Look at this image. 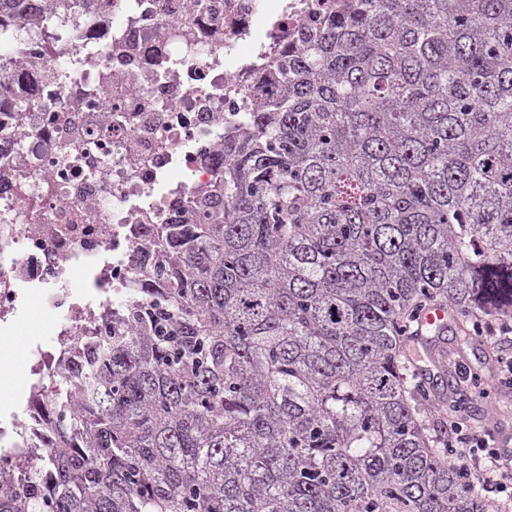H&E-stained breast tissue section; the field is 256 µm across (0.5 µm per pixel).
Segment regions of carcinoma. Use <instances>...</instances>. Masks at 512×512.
<instances>
[{"instance_id":"carcinoma-1","label":"carcinoma","mask_w":512,"mask_h":512,"mask_svg":"<svg viewBox=\"0 0 512 512\" xmlns=\"http://www.w3.org/2000/svg\"><path fill=\"white\" fill-rule=\"evenodd\" d=\"M270 75L196 219L138 258L170 287L135 281L87 361L60 355L72 394L30 392L0 512H512L403 351L434 302L512 321V0H348Z\"/></svg>"}]
</instances>
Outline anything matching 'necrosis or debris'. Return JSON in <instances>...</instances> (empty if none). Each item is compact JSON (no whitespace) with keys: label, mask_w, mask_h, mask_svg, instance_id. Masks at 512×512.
Returning <instances> with one entry per match:
<instances>
[{"label":"necrosis or debris","mask_w":512,"mask_h":512,"mask_svg":"<svg viewBox=\"0 0 512 512\" xmlns=\"http://www.w3.org/2000/svg\"><path fill=\"white\" fill-rule=\"evenodd\" d=\"M343 0H96L73 21L43 0L41 25L0 27V333L38 299L57 326L32 374L71 392L48 359L105 335L146 227L173 224L224 170V135L273 92L284 42L317 33Z\"/></svg>","instance_id":"4bbe7bcc"}]
</instances>
